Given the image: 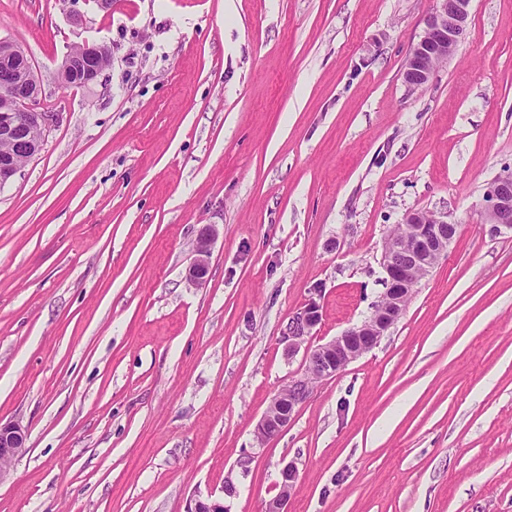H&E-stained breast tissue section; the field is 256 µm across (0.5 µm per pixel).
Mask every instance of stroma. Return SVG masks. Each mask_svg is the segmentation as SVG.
<instances>
[{
  "mask_svg": "<svg viewBox=\"0 0 512 512\" xmlns=\"http://www.w3.org/2000/svg\"><path fill=\"white\" fill-rule=\"evenodd\" d=\"M434 6L0 0V41L56 115L0 187V420L26 429L0 512H264L289 461L288 512H512V232L482 216L512 168V0H473L465 41L412 88ZM87 41L110 66L62 86ZM414 210L458 224L447 256L258 442L307 350L369 316ZM212 241L213 231L211 228L203 229L196 241L194 259L188 269L187 279L192 284H201L207 275ZM320 320L319 305L311 300L288 323V352L295 354L300 345L311 336Z\"/></svg>",
  "mask_w": 512,
  "mask_h": 512,
  "instance_id": "1",
  "label": "stroma"
}]
</instances>
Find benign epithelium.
<instances>
[{
  "label": "benign epithelium",
  "instance_id": "obj_1",
  "mask_svg": "<svg viewBox=\"0 0 512 512\" xmlns=\"http://www.w3.org/2000/svg\"><path fill=\"white\" fill-rule=\"evenodd\" d=\"M472 0H436L425 19L419 40L411 49L402 72L410 87L427 85L437 68L454 54L468 33ZM102 46L83 43L68 53L60 66L62 85L90 84L102 75L96 59ZM0 93L13 101L10 109L0 112V140L12 151L0 155V186L8 183L21 169L17 157L29 160L38 154L40 141L34 133H47L54 113L40 108L41 86L25 51L13 45L0 47ZM484 222L496 232L512 231V170L495 176L484 193ZM459 225L445 214L422 210L409 212L397 232L385 238L382 265L385 270L383 294L373 305L370 315L360 324L318 345L307 355V374L293 379L271 400L256 427L262 442L288 426L298 408L308 399L312 383L336 376L349 363L373 349L403 316L408 299L418 283L426 277L448 252ZM213 231H201L194 248V259L187 279L201 284L208 272ZM320 320L319 305L310 301L288 323V355H294L311 336ZM26 435L17 422H0V480L13 460L25 450ZM298 480V468L290 462L280 470L279 493L266 503L264 512H285L284 506ZM217 499H196L187 512H224Z\"/></svg>",
  "mask_w": 512,
  "mask_h": 512
}]
</instances>
